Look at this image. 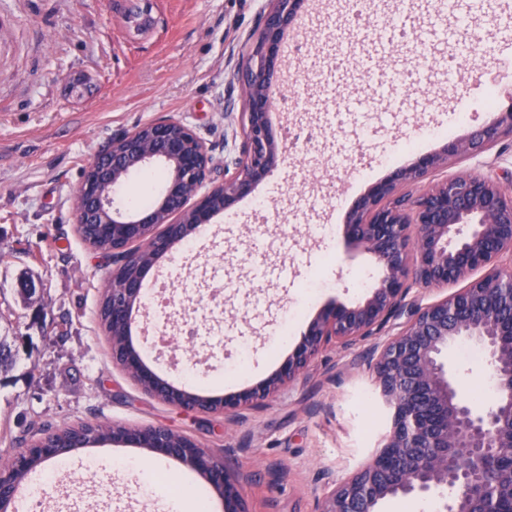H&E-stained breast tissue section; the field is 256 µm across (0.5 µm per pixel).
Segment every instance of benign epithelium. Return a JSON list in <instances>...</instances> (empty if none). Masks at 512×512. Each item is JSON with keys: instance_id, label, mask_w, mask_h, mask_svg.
Segmentation results:
<instances>
[{"instance_id": "benign-epithelium-1", "label": "benign epithelium", "mask_w": 512, "mask_h": 512, "mask_svg": "<svg viewBox=\"0 0 512 512\" xmlns=\"http://www.w3.org/2000/svg\"><path fill=\"white\" fill-rule=\"evenodd\" d=\"M305 0H269L257 35L238 63L244 112L239 156L224 165V181L206 188L212 149L198 132L160 116L112 137L86 168L96 170L112 154V179L89 200L76 195L75 221L92 207L111 217L99 228L112 234V331L130 333L152 265L146 254L163 255L197 227L233 208L271 176L287 146L269 121L271 74L281 57L288 29ZM512 138V109L449 143L442 152L420 155L356 199L346 216V232L370 252L382 276L361 303L331 305L321 311L264 382L224 397L181 390L142 361L127 341L112 340V363L144 392L183 410L221 412L231 421L260 408L302 378L320 353L370 343L366 356L378 398L390 414L383 444L341 484L325 473L329 491L315 512H377L395 496L425 498L452 492L448 512H512V189L492 172L446 174L448 159L481 155ZM154 164L166 172L165 186L152 204L122 211L112 195L136 170ZM423 186L417 193L410 186ZM466 285L442 298L417 304L399 330L382 336L401 315L411 287ZM461 338L484 350L494 382V402L477 409L464 400L445 361L448 344ZM45 432L17 450L10 469H0V512H14L19 485L14 471H33L75 447ZM112 441L138 445L152 457L190 465L217 493L222 512H249L243 486L219 456L192 438L160 426L112 424Z\"/></svg>"}]
</instances>
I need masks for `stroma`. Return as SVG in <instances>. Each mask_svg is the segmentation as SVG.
<instances>
[{
    "mask_svg": "<svg viewBox=\"0 0 512 512\" xmlns=\"http://www.w3.org/2000/svg\"><path fill=\"white\" fill-rule=\"evenodd\" d=\"M459 0L468 17L438 18L433 0H316L286 40L303 55L282 59L272 83L295 105L273 111L276 129L313 128L305 155L287 151L274 174L216 216L208 240L161 256L158 280L190 281L179 299L197 329L195 354L164 350L156 367L173 385L219 397L273 374L309 321L334 303L363 300L380 275L349 241L345 219L368 188L418 155L438 152L489 122L512 94L502 23L512 0ZM268 0H0V336L17 353L0 368V462L44 432L79 423L162 425L223 453L252 512H314L321 470L345 479L390 426L360 349L326 350L268 405L234 423L183 411L146 393L112 362L98 320L112 259L76 231L84 170L112 134L161 116L193 127L212 146L216 178L241 140L235 66ZM373 24L357 28L354 10ZM442 24L447 39L429 31ZM469 54H461L460 44ZM395 76L377 88L369 72ZM399 115L380 124L379 113ZM349 159L336 166L337 154ZM512 172V140L449 172ZM267 220L256 223L258 203ZM324 226L321 235L311 234ZM36 294L19 293L23 277ZM462 397L493 400L485 360L448 348ZM109 441L57 458L55 495L39 512H169L184 487L211 486L186 463Z\"/></svg>",
    "mask_w": 512,
    "mask_h": 512,
    "instance_id": "35a3bbf8",
    "label": "stroma"
}]
</instances>
